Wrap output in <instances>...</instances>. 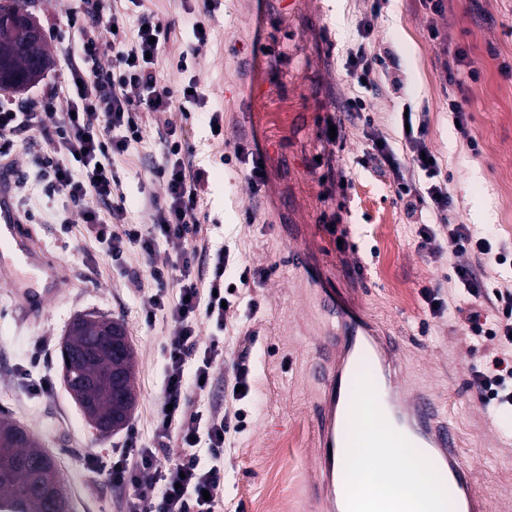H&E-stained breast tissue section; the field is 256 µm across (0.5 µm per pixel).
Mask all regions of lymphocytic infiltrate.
Instances as JSON below:
<instances>
[{
	"label": "lymphocytic infiltrate",
	"instance_id": "f902f5d3",
	"mask_svg": "<svg viewBox=\"0 0 512 512\" xmlns=\"http://www.w3.org/2000/svg\"><path fill=\"white\" fill-rule=\"evenodd\" d=\"M83 13L68 12L67 21L78 41L74 53L82 67L71 69L64 84L52 88L49 100L30 101L0 110V155L13 147L18 133L28 129L42 140L34 162L50 194L63 197L88 224L96 241L112 259L135 247L152 256L156 241L169 248L165 268L149 267L155 290L151 308L166 310L171 323L162 349L166 369L153 445L130 435L118 460L104 473L114 484L140 486L151 478L153 491H138L126 503V512H215L216 495L224 486V447L238 425L231 415L202 412L191 404L188 390L211 382L212 369L222 355L216 335L201 339V323L224 327L222 303L227 291L224 271L230 250L211 248L199 235L200 201L208 181L205 170L194 167L183 152L175 128H168V145L155 169L164 183V196L153 199V222L140 227L126 221L127 199L115 158L128 154L142 136L143 112H167L176 106L172 90L161 85L155 65L168 26L141 15L135 34L117 15L106 14L101 0H85ZM370 22H363L360 41L346 52V71L353 84L365 88L370 75L384 66L382 56L370 50ZM408 131L402 132L410 164L401 163L383 139L358 158L359 166L376 163L393 174L398 198L408 214L418 215V247L431 249L435 224L448 226V235L460 254L471 260L457 264L456 277L466 293L464 320L473 337H496L498 350L485 353L472 372L471 387L485 407L512 406V289L487 294L476 268L507 264V254L494 250L490 240L475 235L469 225L451 221L448 178L439 162H428L426 124L422 113H409ZM176 299H169V289ZM166 464H159V456Z\"/></svg>",
	"mask_w": 512,
	"mask_h": 512
}]
</instances>
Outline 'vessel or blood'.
<instances>
[{
    "label": "vessel or blood",
    "instance_id": "b4317fda",
    "mask_svg": "<svg viewBox=\"0 0 512 512\" xmlns=\"http://www.w3.org/2000/svg\"><path fill=\"white\" fill-rule=\"evenodd\" d=\"M14 251L17 271L33 264L43 247L27 231L15 205L11 182L0 178V246ZM323 324L324 342L314 366L320 389L314 405L309 498L312 512H359L360 500L348 490L347 464L356 449L376 448L371 432L351 426L352 414L362 398L374 401L394 435L406 447L418 448L445 477L452 490L450 505L434 504L431 512H492L478 488L471 466L458 446L457 436L438 403L424 390H402L403 368L399 341L386 327L337 303L331 289L313 282ZM24 316L45 315L53 294L49 288L17 289ZM367 365L369 379L356 380L359 365Z\"/></svg>",
    "mask_w": 512,
    "mask_h": 512
}]
</instances>
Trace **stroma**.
<instances>
[{"label":"stroma","mask_w":512,"mask_h":512,"mask_svg":"<svg viewBox=\"0 0 512 512\" xmlns=\"http://www.w3.org/2000/svg\"><path fill=\"white\" fill-rule=\"evenodd\" d=\"M34 14L52 64L24 95L0 91V101L42 97L67 79L80 57L65 61L63 50L76 37L66 11H82V0H35ZM107 12L135 26L140 13L170 26L161 48L158 79L174 92L196 80L203 104L143 115V141L116 158L133 223H151L150 199L163 196L153 170L165 150L166 125L183 131L182 145L194 166L206 169L201 209L203 234L212 247L229 246L225 284L238 285L242 265L259 271L224 322V358L205 392L189 390L201 410L245 411L246 428L224 453V487L219 512H307L306 479L311 448L310 417L318 384L312 364L319 353L321 321L303 275L290 262L286 225L304 227L301 245L337 297L371 314L399 336L407 383L430 392L457 432L481 491L494 512H512V413L493 426L469 383L482 350L472 349L468 325L430 314L421 291L451 288L459 257L446 228H438L434 250L417 246L414 226L395 194L388 168L354 166L372 139L399 146L395 122L404 105L424 113L426 143L448 172L451 215L456 223L487 229L496 249L512 252V0H446L442 12L420 0H386L373 22L372 51L386 56L388 75L357 91L346 75L347 48L358 38L357 23L370 13V0H223L205 15L202 0H104ZM209 31L197 43L192 26ZM439 33L430 41L429 30ZM465 50L478 80L449 85L456 53ZM363 94L368 110L344 117L341 138L323 143L318 131L344 101ZM465 103L469 137L456 130L449 97ZM218 118L223 138L211 134ZM32 132L21 133L10 155L14 177L27 181L32 198L28 225L60 263L68 286L39 322L25 320L7 283L0 281V417L30 430L54 459L67 488L70 512H123L141 487L114 486L102 476L125 446L126 430L99 434L67 391L59 348L78 315L94 313L124 325L134 349L136 403L130 420L150 442L159 410L165 361L162 348L170 322L163 311L146 317L152 282L148 263L168 254L158 243L153 258L129 249L119 261L101 252L81 224L66 228L60 198L45 197L28 149ZM262 156L265 179L248 180L236 144ZM352 180L336 191L340 172ZM256 209L247 222V209ZM340 214L349 232L338 249L324 228V215ZM246 361L251 392L229 397L237 362ZM48 383L44 392L33 385ZM98 456V472L83 465Z\"/></svg>","instance_id":"obj_1"}]
</instances>
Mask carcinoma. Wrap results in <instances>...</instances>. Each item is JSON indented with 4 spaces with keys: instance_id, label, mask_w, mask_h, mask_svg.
Returning <instances> with one entry per match:
<instances>
[{
    "instance_id": "carcinoma-1",
    "label": "carcinoma",
    "mask_w": 512,
    "mask_h": 512,
    "mask_svg": "<svg viewBox=\"0 0 512 512\" xmlns=\"http://www.w3.org/2000/svg\"><path fill=\"white\" fill-rule=\"evenodd\" d=\"M47 55L46 43L16 54L11 59L12 83L3 86L23 90L30 86L25 77L34 61ZM72 322L61 349L63 380L93 417L107 419L114 415L119 398L124 395L108 377L115 360L112 341L104 331L90 325L76 328ZM0 512H68L64 483L54 460L41 448L36 438L14 422L0 420Z\"/></svg>"
}]
</instances>
